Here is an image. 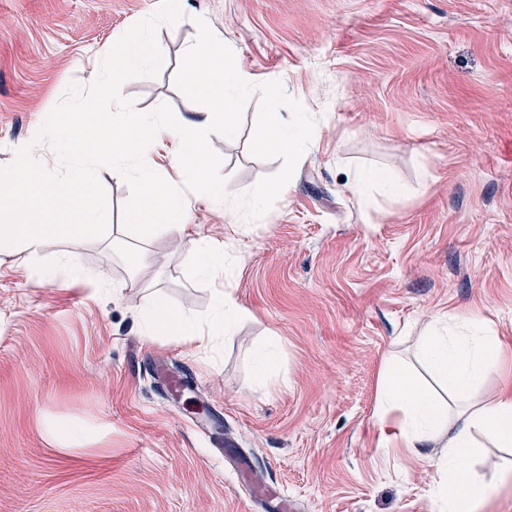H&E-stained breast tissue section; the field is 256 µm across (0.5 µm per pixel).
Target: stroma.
<instances>
[{
	"label": "stroma",
	"mask_w": 512,
	"mask_h": 512,
	"mask_svg": "<svg viewBox=\"0 0 512 512\" xmlns=\"http://www.w3.org/2000/svg\"><path fill=\"white\" fill-rule=\"evenodd\" d=\"M160 0H0V166L17 148L55 169L37 135L70 83ZM161 27L166 63L126 81L149 111L180 122L198 104L176 87L205 18L255 82L281 81L315 118L273 208L233 223L200 202L190 236L233 260L224 286L245 310L234 336L186 345L145 333L152 294L207 320L211 288L186 275L189 246L126 233L148 259L138 282L108 240L49 242L101 289L65 272L38 278L0 252V512H264L233 469L286 512H440L438 449L412 453L377 412L384 358L414 362L437 315L466 312L500 337L512 376V0H184ZM258 98L238 134L211 135L235 193L280 163L249 151ZM384 170L398 195L359 204L344 182ZM275 343L259 378L255 352ZM195 386L171 392L156 366ZM75 431L57 442L50 429Z\"/></svg>",
	"instance_id": "35a3bbf8"
}]
</instances>
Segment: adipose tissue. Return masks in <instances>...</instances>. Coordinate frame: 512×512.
<instances>
[{
    "label": "adipose tissue",
    "instance_id": "obj_1",
    "mask_svg": "<svg viewBox=\"0 0 512 512\" xmlns=\"http://www.w3.org/2000/svg\"><path fill=\"white\" fill-rule=\"evenodd\" d=\"M150 311L147 335L162 334L181 343L232 336L244 316L231 293L220 286L214 289L213 311L206 323L192 320L160 299L151 303ZM499 347L498 336L473 318L434 317L419 356L446 386L449 398L445 401L412 383L397 358L385 363L378 410L383 414L394 409L401 412L398 438L403 447L413 450L442 437L447 440L442 462L448 468V512H475L494 484L512 478L511 472L501 470L488 481L469 465L477 438L497 448L512 447V386L490 399L481 388L483 377L497 364Z\"/></svg>",
    "mask_w": 512,
    "mask_h": 512
}]
</instances>
